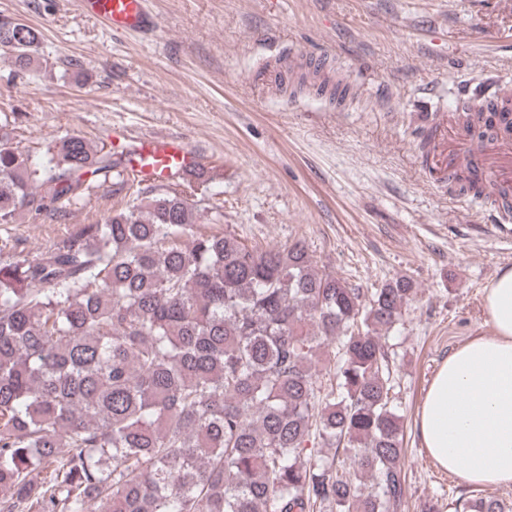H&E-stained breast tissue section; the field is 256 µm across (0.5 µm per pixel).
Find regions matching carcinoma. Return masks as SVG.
<instances>
[{"mask_svg":"<svg viewBox=\"0 0 512 512\" xmlns=\"http://www.w3.org/2000/svg\"><path fill=\"white\" fill-rule=\"evenodd\" d=\"M40 43L0 23L17 73ZM460 110L483 141V105ZM112 176V153L81 136L35 162L0 125V224ZM452 182L507 196L464 164ZM194 228L176 184L139 189L33 255L0 238V512H401L400 367L383 333L413 281L353 287L300 242L257 248Z\"/></svg>","mask_w":512,"mask_h":512,"instance_id":"1","label":"carcinoma"}]
</instances>
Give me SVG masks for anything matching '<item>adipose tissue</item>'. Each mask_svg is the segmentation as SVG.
Returning a JSON list of instances; mask_svg holds the SVG:
<instances>
[{
    "label": "adipose tissue",
    "mask_w": 512,
    "mask_h": 512,
    "mask_svg": "<svg viewBox=\"0 0 512 512\" xmlns=\"http://www.w3.org/2000/svg\"><path fill=\"white\" fill-rule=\"evenodd\" d=\"M491 337H476L442 364L418 410L429 456L470 484L512 485V268L485 290Z\"/></svg>",
    "instance_id": "obj_1"
}]
</instances>
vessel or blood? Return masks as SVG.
Wrapping results in <instances>:
<instances>
[{
	"instance_id": "b4317fda",
	"label": "vessel or blood",
	"mask_w": 512,
	"mask_h": 512,
	"mask_svg": "<svg viewBox=\"0 0 512 512\" xmlns=\"http://www.w3.org/2000/svg\"><path fill=\"white\" fill-rule=\"evenodd\" d=\"M89 16L100 20L117 32L139 33L156 24L147 9V0H77ZM118 143L125 145L130 171L137 180L149 184L163 182L188 174L200 167V155L188 149L183 142L170 137H141L129 139L118 133ZM469 163L472 174L488 180L497 188L512 193V138L497 134L474 148L471 142L457 136L447 125L435 124L432 150L427 167L437 181L447 180L462 163Z\"/></svg>"
}]
</instances>
